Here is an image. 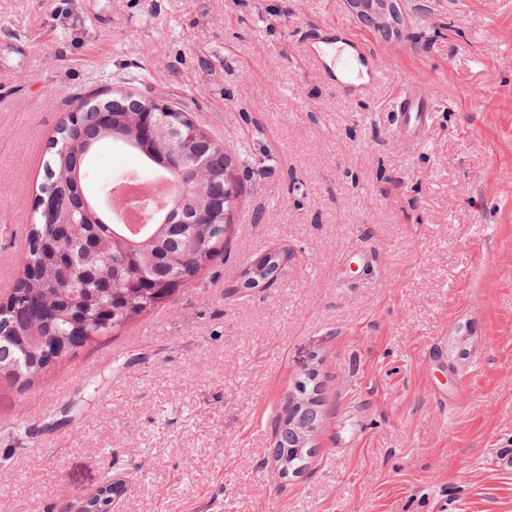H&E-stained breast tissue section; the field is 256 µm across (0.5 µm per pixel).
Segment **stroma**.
Instances as JSON below:
<instances>
[{"mask_svg":"<svg viewBox=\"0 0 512 512\" xmlns=\"http://www.w3.org/2000/svg\"><path fill=\"white\" fill-rule=\"evenodd\" d=\"M0 0V299L45 146L97 89L163 95L224 146L242 193L198 287L32 385L0 377V512H512V0ZM336 23L383 76L349 92L304 37ZM431 88L410 150L388 103ZM140 157L99 145L92 169ZM367 245L368 277L336 262ZM279 251L276 284L246 288ZM464 382V392L454 385ZM320 402L300 473L273 458L299 383Z\"/></svg>","mask_w":512,"mask_h":512,"instance_id":"35a3bbf8","label":"stroma"}]
</instances>
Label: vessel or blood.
Segmentation results:
<instances>
[{
	"instance_id": "b4317fda",
	"label": "vessel or blood",
	"mask_w": 512,
	"mask_h": 512,
	"mask_svg": "<svg viewBox=\"0 0 512 512\" xmlns=\"http://www.w3.org/2000/svg\"><path fill=\"white\" fill-rule=\"evenodd\" d=\"M306 45L321 67L331 72L346 90L363 91L377 82L379 72L373 65L375 49L360 37H337L335 25H328L306 36ZM392 112L391 135L409 147L421 146L434 125L435 114L429 100L423 97L415 83L404 85L390 102ZM376 264L372 249L351 251L339 260L337 272H345L355 266L363 270L373 269Z\"/></svg>"
}]
</instances>
